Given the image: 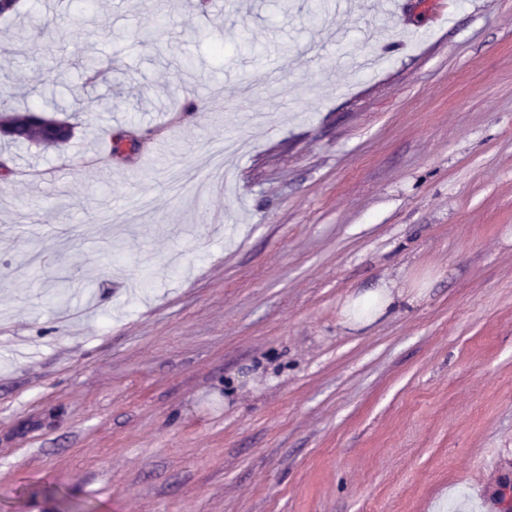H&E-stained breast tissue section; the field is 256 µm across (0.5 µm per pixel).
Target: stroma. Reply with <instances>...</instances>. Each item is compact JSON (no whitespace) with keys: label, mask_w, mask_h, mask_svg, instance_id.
<instances>
[{"label":"stroma","mask_w":512,"mask_h":512,"mask_svg":"<svg viewBox=\"0 0 512 512\" xmlns=\"http://www.w3.org/2000/svg\"><path fill=\"white\" fill-rule=\"evenodd\" d=\"M400 2L369 38L371 0L0 18V106L100 111L63 150L0 137V512H500L512 0ZM385 283L409 303L347 327Z\"/></svg>","instance_id":"1"}]
</instances>
